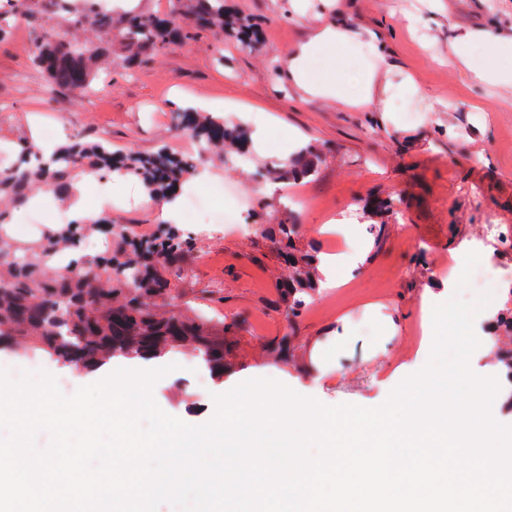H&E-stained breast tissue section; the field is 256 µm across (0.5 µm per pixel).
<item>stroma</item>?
I'll return each mask as SVG.
<instances>
[{"label": "stroma", "mask_w": 512, "mask_h": 512, "mask_svg": "<svg viewBox=\"0 0 512 512\" xmlns=\"http://www.w3.org/2000/svg\"><path fill=\"white\" fill-rule=\"evenodd\" d=\"M228 6L257 23L258 43L245 48L204 36L130 70L122 47L105 41L99 48L112 70L82 95L47 94L31 63L29 29L1 33L0 139L15 147L41 140L43 128L52 126L58 143L80 131L122 153L165 145L187 154L193 138L176 121L184 109L206 105L250 136L260 120H269V144L248 150L245 166L208 161L199 167L202 181L187 180L176 191L181 199L204 192L216 206L240 203L247 212L249 226L240 232L186 212L176 222L194 247L172 285L184 299H200L208 316L231 324L228 370L211 391L187 388L175 399L168 387L189 379L192 365L189 355L179 356L177 369L154 384L153 397L164 412L192 425L213 418L214 395L258 378L327 406L378 407L428 362L433 336H424L413 353L404 338L423 321L426 306L436 305L458 251L483 225L512 226V88L467 84L451 61L460 31L511 26L512 0H305L297 15L289 0H228ZM321 21L380 34L391 62L394 111L311 99L289 80L283 61ZM411 82L417 93L409 92ZM309 144L320 153L314 177L255 180L256 170ZM78 187L93 210L102 195L123 199V206L105 210L109 223L134 225L147 236L166 224L137 180L82 176ZM292 194L302 195L304 205L289 208ZM375 197L394 199L396 214L371 213L366 204ZM290 215L299 224L298 248L364 256L344 266L331 291H317L293 323L281 299L288 267L268 230ZM332 219L340 220L343 234L323 233ZM379 222L387 231L378 243L370 227ZM289 332L292 354L275 359L271 343Z\"/></svg>", "instance_id": "stroma-1"}]
</instances>
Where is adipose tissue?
<instances>
[{
    "label": "adipose tissue",
    "mask_w": 512,
    "mask_h": 512,
    "mask_svg": "<svg viewBox=\"0 0 512 512\" xmlns=\"http://www.w3.org/2000/svg\"><path fill=\"white\" fill-rule=\"evenodd\" d=\"M343 42L375 45L371 31H354L334 23L317 25L289 56L288 77L310 98L344 99L345 91L331 64L312 69L315 56ZM456 58L466 66V77L474 85L512 84V28L467 29L456 42Z\"/></svg>",
    "instance_id": "obj_1"
}]
</instances>
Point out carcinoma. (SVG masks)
I'll use <instances>...</instances> for the list:
<instances>
[{
    "instance_id": "carcinoma-1",
    "label": "carcinoma",
    "mask_w": 512,
    "mask_h": 512,
    "mask_svg": "<svg viewBox=\"0 0 512 512\" xmlns=\"http://www.w3.org/2000/svg\"><path fill=\"white\" fill-rule=\"evenodd\" d=\"M17 0H0V19L21 20L33 35L32 62L41 68L51 88L76 93L91 90L101 70L97 49L75 32L87 26L117 35L126 47L152 57L171 45L212 31L248 44L257 40L254 25L242 22L224 8V0H170L163 15L134 14L114 27L112 16L97 10V0H82L85 14L71 21L73 32H62L53 18L20 12ZM182 127L210 153L228 145L242 148V133L222 119L201 112H179ZM318 156L309 148L271 165L274 180L299 181L316 171ZM198 161L161 147L146 155L122 154L106 141L88 142L76 136L44 154L32 143L22 145L15 166L0 171V337L27 345L82 371H94L116 357L159 360L185 347L196 351L217 381H224V322L204 313H184L177 289L168 275L185 271L192 242L173 230L140 236L125 224L107 229L113 245L95 258L86 255L58 269L57 254L76 250L81 238L101 230L97 221L70 222L43 231L37 239L9 233L13 212L40 193L66 195L81 173L107 179L117 173L141 181L153 199L173 197L185 176L196 172ZM290 268L284 289L285 315L292 322L317 287L316 255L296 248L297 224H271ZM497 315V327L512 336V290Z\"/></svg>"
}]
</instances>
